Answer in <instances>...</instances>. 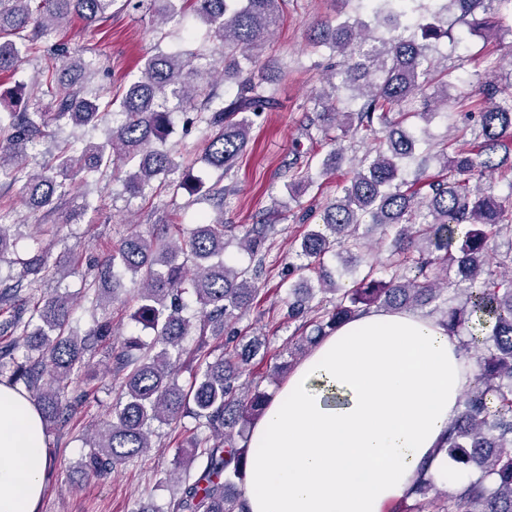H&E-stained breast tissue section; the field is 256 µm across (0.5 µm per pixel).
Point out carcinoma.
Returning a JSON list of instances; mask_svg holds the SVG:
<instances>
[{
	"mask_svg": "<svg viewBox=\"0 0 512 512\" xmlns=\"http://www.w3.org/2000/svg\"><path fill=\"white\" fill-rule=\"evenodd\" d=\"M117 0H0V73L18 72L29 56L39 52L37 39L78 16L88 25L105 18ZM176 0H149L150 12L166 25L177 15ZM286 0H191L196 16L208 27L222 51L209 56L190 50L155 47L145 57L140 76L122 94L105 101L88 87L93 75L81 51L65 44L28 81L23 107L0 112V179L22 183L29 208L53 214L62 209L67 182L79 176L103 175L118 165L129 170L123 180L130 199L146 200L156 189L170 187L191 196L201 194L216 207L203 214L188 231L177 229L175 214L167 224L176 232L146 237L127 235L97 266L83 298L92 312L106 309L110 289L120 277L138 284L133 318L153 333L146 344L137 337L112 343V319L101 316L81 336L72 326L70 297L39 292L42 283L64 273L51 262L50 248L41 246L17 259L21 273L15 284L0 290V377L4 358L12 370L7 384H21L41 414L44 433L62 427L83 394L69 390L81 372L92 369L91 357L112 359L121 377L120 397L112 412L87 440L90 452L85 471L106 478L152 447L154 424L171 425L185 416L196 419L208 434L196 437L192 452L177 459L179 489L164 512H242L240 500L248 457L247 434L265 411L270 395L259 386L241 382L245 365L262 345L258 336H224L236 313L248 308L258 289L257 269L239 268L224 260L229 240L224 234L226 188L209 187L192 178L177 152L167 147L174 130V113L193 105L196 121L205 125V147L199 162L228 174L249 143L253 118L276 104L278 82L286 76L263 58V49L283 17ZM419 0H358L353 16L329 17L314 28L310 41L331 50L325 86L310 99L315 117L311 125L332 144L317 165L306 164L286 185L294 196L319 179L336 174L346 156L340 135H385L375 152L354 164L348 180L337 185V196L320 215V222L304 233L295 256L298 270L323 265L331 253L346 267L366 262L364 234L372 224L389 229L392 261L346 285L322 270L321 288L309 278L288 288V319L302 321L310 335L295 340L306 352L321 336L370 308L413 310L435 304L448 333L457 335L465 355L476 358L478 373L461 398V410L448 431V461L476 465L479 474L441 503L433 499L407 504L435 486L423 471L407 492L399 512H512V275L502 276L488 260L491 239L503 230L512 234V205L483 192L474 181L487 172L512 170V98L496 101L497 83L479 87L453 106L476 111L478 133L472 139L451 137L430 158L440 169L408 179L405 163L424 142L422 131L407 124L413 116L429 123L448 111V90L455 78L448 68L432 65V41L451 36L452 29L423 24L416 13ZM436 14H457V20L487 32L494 22L484 18L488 4L498 16H512V0H436ZM386 28L387 35L378 34ZM232 86L226 99L217 84ZM51 98V111L43 108ZM114 117L104 141L95 143L70 135L55 144L50 160L32 156L50 124L74 129L97 127L106 115ZM0 259L14 246L18 225L1 222ZM274 226L253 224L239 246L255 256L262 252ZM28 288L36 303L16 304L17 292ZM465 297L460 307L448 304L446 291ZM322 297H317V294ZM330 300H324L325 295ZM202 314L196 324L183 315L186 300ZM315 317H310V314ZM477 321L483 336L463 335ZM225 339L228 354L205 356L188 385L180 384L178 365L186 353L187 337Z\"/></svg>",
	"mask_w": 512,
	"mask_h": 512,
	"instance_id": "cac0c4a2",
	"label": "carcinoma"
}]
</instances>
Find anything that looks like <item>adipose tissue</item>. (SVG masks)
<instances>
[{"label": "adipose tissue", "mask_w": 512, "mask_h": 512, "mask_svg": "<svg viewBox=\"0 0 512 512\" xmlns=\"http://www.w3.org/2000/svg\"><path fill=\"white\" fill-rule=\"evenodd\" d=\"M474 370L415 311L371 309L321 338L251 427L244 512H387L442 445ZM48 460L25 391L0 384V512H38Z\"/></svg>", "instance_id": "1"}]
</instances>
